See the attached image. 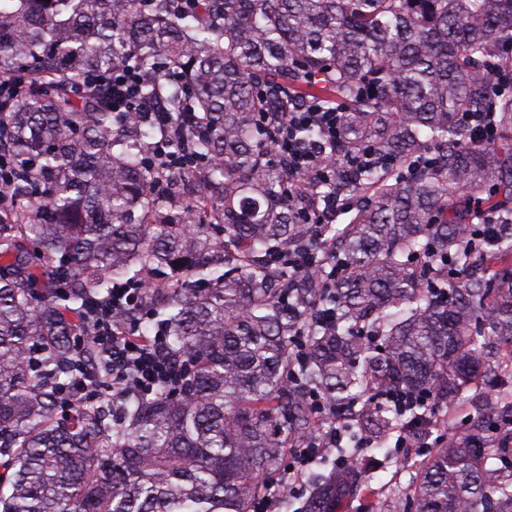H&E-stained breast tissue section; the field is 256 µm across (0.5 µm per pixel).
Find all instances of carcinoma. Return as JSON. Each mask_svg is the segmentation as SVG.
<instances>
[{
  "mask_svg": "<svg viewBox=\"0 0 512 512\" xmlns=\"http://www.w3.org/2000/svg\"><path fill=\"white\" fill-rule=\"evenodd\" d=\"M128 62L180 130L73 92ZM22 69L3 115L0 512H254L285 449L313 436L311 396L350 440L381 444L483 384L497 417L430 449L394 509L512 512V432L485 440L512 421V232L463 235L478 219L463 198L486 191L512 227V0H0V76ZM303 83L342 105L318 192L355 212L316 243L336 273L293 277L277 259L305 238L303 203L261 117ZM469 112L491 113L497 139L471 138ZM161 137L205 164L144 161ZM367 145L387 163H359ZM476 253L511 271L448 282ZM146 273L166 282L157 313L184 381L115 416L107 360L74 348L73 324L88 294ZM493 344L509 353L497 371ZM80 360L101 392L59 420ZM395 390L430 404L399 413ZM369 479L351 454L310 473L294 512H338Z\"/></svg>",
  "mask_w": 512,
  "mask_h": 512,
  "instance_id": "cac0c4a2",
  "label": "carcinoma"
}]
</instances>
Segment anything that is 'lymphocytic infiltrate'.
Returning <instances> with one entry per match:
<instances>
[{
    "mask_svg": "<svg viewBox=\"0 0 512 512\" xmlns=\"http://www.w3.org/2000/svg\"><path fill=\"white\" fill-rule=\"evenodd\" d=\"M143 75L137 66L124 65L106 76H89L94 87H105L117 112H132L147 123L165 127L172 121L170 113L158 105H145L139 96ZM341 106H322L307 99L293 104L288 111L272 116L276 129L274 154L287 159L292 184L313 198L320 182L328 179L331 168L321 143L335 144L341 131ZM318 130L320 137L307 139L306 130ZM149 288L141 281L113 285L107 297L90 298L80 314L72 335L76 346L94 344L109 359L112 374V397L122 402L131 397L149 395L158 389L178 386L180 367L170 357L163 331H141V318L149 306ZM341 430L330 426L320 438L306 439L296 449L286 473L301 478L329 449L341 443Z\"/></svg>",
    "mask_w": 512,
    "mask_h": 512,
    "instance_id": "f902f5d3",
    "label": "lymphocytic infiltrate"
}]
</instances>
